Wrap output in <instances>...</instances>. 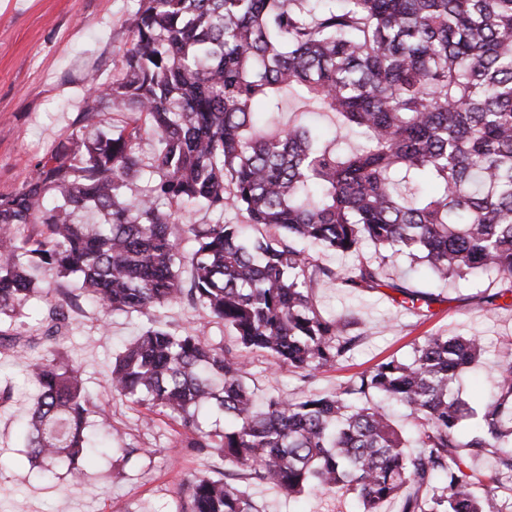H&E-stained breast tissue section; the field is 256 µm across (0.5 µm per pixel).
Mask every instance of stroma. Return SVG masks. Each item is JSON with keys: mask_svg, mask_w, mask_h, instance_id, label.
<instances>
[{"mask_svg": "<svg viewBox=\"0 0 512 512\" xmlns=\"http://www.w3.org/2000/svg\"><path fill=\"white\" fill-rule=\"evenodd\" d=\"M134 7V0H0V196L12 193L40 159L68 145L83 121L80 106L89 76L107 79L122 66ZM404 285L434 294L427 316L393 303L387 287L362 294L339 286L317 289V312L359 318L366 339L350 358L307 382L275 369L267 358L248 356L245 380L257 400L292 398L306 389L334 392L352 375L393 356L409 357L425 337L451 331L478 337L485 349L484 362L454 386L471 405H479L492 388L498 350L512 337V309L491 304L494 286L481 277L435 284L423 271ZM77 298L69 330L56 349L82 368L96 405L112 416L119 447L84 478L46 481L28 463L23 446V422L33 404L23 370L37 353L4 359L0 376L11 383L13 399L0 405V512H16L20 504L25 512H178L183 483L192 475L248 487L261 512H358L348 495L313 489L289 498L251 484L218 449L187 447L184 429L165 416L145 425L144 408L114 395L107 380L113 359L140 333L146 316L116 314L104 323L95 304Z\"/></svg>", "mask_w": 512, "mask_h": 512, "instance_id": "1", "label": "stroma"}]
</instances>
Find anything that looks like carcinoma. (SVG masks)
I'll list each match as a JSON object with an SVG mask.
<instances>
[{
	"label": "carcinoma",
	"instance_id": "1",
	"mask_svg": "<svg viewBox=\"0 0 512 512\" xmlns=\"http://www.w3.org/2000/svg\"><path fill=\"white\" fill-rule=\"evenodd\" d=\"M128 28L123 70L88 90L70 146L0 196V354L42 348L24 435L32 466L55 478L63 464L113 451L95 440L110 428L105 410L54 347L67 301L40 287L43 269L77 280L104 318L186 301L224 326L215 342L155 315L109 382L256 483L288 497L350 492L362 512L395 498L401 512H506L512 341L497 392L478 409L451 392L483 356L475 336H429L331 394L261 406L243 357L263 354L304 378L346 359L366 331L317 313L314 289H378L401 256L440 280L485 276L498 284L492 298L512 299V0H137ZM288 98L331 113L359 146L304 122L256 126L259 108L279 112ZM113 110L130 121L91 133ZM145 133L156 141L147 161L137 151ZM139 174L147 192L128 193ZM52 190L62 201L51 207ZM189 206L218 219L191 225L184 246L174 226ZM231 208L247 223H224ZM30 224L40 230L19 236ZM302 242L357 263L344 273L321 265ZM366 242L373 261L360 258ZM390 288L404 296L398 305L429 311L430 294ZM33 296L38 338L2 320ZM376 397L410 410L413 450ZM203 410L224 429L202 430ZM179 512L259 510L247 489L194 476Z\"/></svg>",
	"mask_w": 512,
	"mask_h": 512
}]
</instances>
